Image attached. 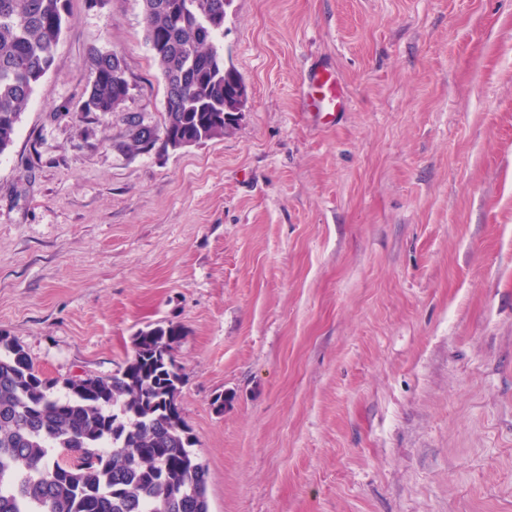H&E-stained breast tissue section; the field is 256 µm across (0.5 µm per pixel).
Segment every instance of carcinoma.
Wrapping results in <instances>:
<instances>
[{"mask_svg":"<svg viewBox=\"0 0 512 512\" xmlns=\"http://www.w3.org/2000/svg\"><path fill=\"white\" fill-rule=\"evenodd\" d=\"M69 0H0V154L51 68ZM229 0H141L145 40L165 85L162 126L128 117L127 150L162 142L179 150L228 134L244 85L217 37ZM90 112L119 111L130 94L123 57L97 48L85 60ZM182 335L158 323L133 337L125 366L108 377L57 383L0 336V512H210L207 472L178 405L171 355Z\"/></svg>","mask_w":512,"mask_h":512,"instance_id":"1","label":"carcinoma"}]
</instances>
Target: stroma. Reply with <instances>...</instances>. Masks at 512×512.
<instances>
[{
    "mask_svg": "<svg viewBox=\"0 0 512 512\" xmlns=\"http://www.w3.org/2000/svg\"><path fill=\"white\" fill-rule=\"evenodd\" d=\"M221 43L233 130L133 153L165 100L141 2L70 0L0 155V335L63 381L180 325L210 512H512V0H230ZM92 47L121 111L85 109ZM90 71L86 88L89 112H118L130 94L123 57L115 52L88 51L85 60ZM302 112L319 117L320 126L334 125L336 117L350 105V94L336 67L328 62H315L305 72L300 95Z\"/></svg>",
    "mask_w": 512,
    "mask_h": 512,
    "instance_id": "1",
    "label": "stroma"
}]
</instances>
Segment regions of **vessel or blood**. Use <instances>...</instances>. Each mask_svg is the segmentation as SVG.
<instances>
[{"label": "vessel or blood", "mask_w": 512, "mask_h": 512, "mask_svg": "<svg viewBox=\"0 0 512 512\" xmlns=\"http://www.w3.org/2000/svg\"><path fill=\"white\" fill-rule=\"evenodd\" d=\"M350 94L336 68L328 62L313 63L306 71L300 95L302 111L313 113L320 125L333 124L348 109Z\"/></svg>", "instance_id": "vessel-or-blood-1"}]
</instances>
